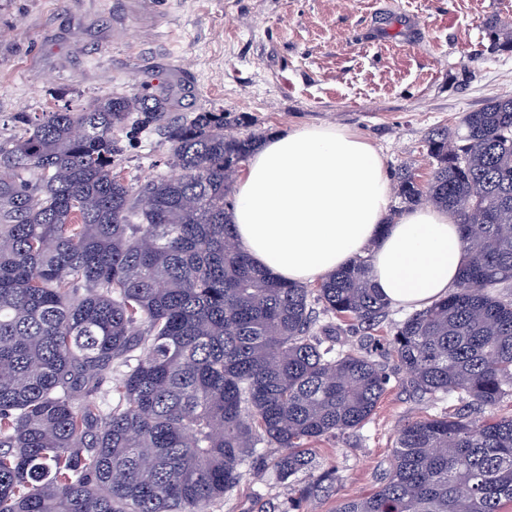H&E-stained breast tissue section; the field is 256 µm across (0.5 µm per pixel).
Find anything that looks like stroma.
<instances>
[{
  "instance_id": "1",
  "label": "stroma",
  "mask_w": 512,
  "mask_h": 512,
  "mask_svg": "<svg viewBox=\"0 0 512 512\" xmlns=\"http://www.w3.org/2000/svg\"><path fill=\"white\" fill-rule=\"evenodd\" d=\"M512 22V0H0V141L17 112H46L113 92L168 99L170 117L224 110L269 136L336 124L366 136L388 178L427 183L426 133L512 94V51H492L487 24ZM116 169L131 183L175 176L171 145L152 126L119 132ZM386 391L362 428L318 443L341 479L310 512L370 494L408 421L455 412L414 394L394 357ZM289 488L272 469L245 475L211 512H282Z\"/></svg>"
}]
</instances>
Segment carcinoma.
Masks as SVG:
<instances>
[{"label": "carcinoma", "mask_w": 512, "mask_h": 512, "mask_svg": "<svg viewBox=\"0 0 512 512\" xmlns=\"http://www.w3.org/2000/svg\"><path fill=\"white\" fill-rule=\"evenodd\" d=\"M492 46L512 25L491 21ZM171 143L181 173L116 170L131 119ZM0 143V512H208L257 448L288 512L332 492L314 444L362 427L386 378L341 347L389 304L361 258L316 288L258 268L234 241L233 177L259 138L224 112L167 121L165 103L115 93L16 112ZM427 186L398 194L448 210L467 254L455 289L394 328L407 385L452 415L409 421L373 493L336 512H503L512 504V96L426 138ZM138 351L143 356L134 358ZM116 402L97 396L112 369Z\"/></svg>", "instance_id": "obj_1"}]
</instances>
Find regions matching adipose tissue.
<instances>
[{"label": "adipose tissue", "mask_w": 512, "mask_h": 512, "mask_svg": "<svg viewBox=\"0 0 512 512\" xmlns=\"http://www.w3.org/2000/svg\"><path fill=\"white\" fill-rule=\"evenodd\" d=\"M381 155L333 124L275 134L235 184V242L274 276L310 284L370 258V278L390 306L421 309L452 292L465 261L459 224L418 207L389 221Z\"/></svg>", "instance_id": "obj_1"}]
</instances>
